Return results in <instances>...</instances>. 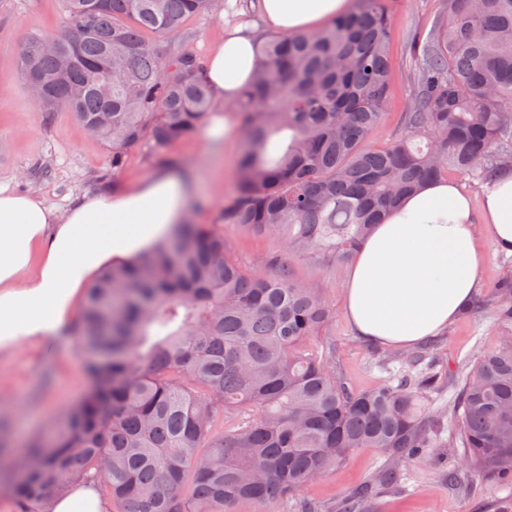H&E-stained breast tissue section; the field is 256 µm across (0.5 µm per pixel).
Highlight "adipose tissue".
Returning a JSON list of instances; mask_svg holds the SVG:
<instances>
[{"label": "adipose tissue", "mask_w": 512, "mask_h": 512, "mask_svg": "<svg viewBox=\"0 0 512 512\" xmlns=\"http://www.w3.org/2000/svg\"><path fill=\"white\" fill-rule=\"evenodd\" d=\"M349 0H256L253 26L225 29L206 78L214 100L233 103L260 65V34L317 32ZM197 184L189 170L162 167L134 185L85 196L60 211L0 188V360L54 343L78 316L105 267L133 261L191 215ZM512 254V169L479 199L442 179L405 196L359 246L344 288V313L358 336L412 346L445 330L478 287L477 223ZM48 512H112L96 481L74 483Z\"/></svg>", "instance_id": "1"}]
</instances>
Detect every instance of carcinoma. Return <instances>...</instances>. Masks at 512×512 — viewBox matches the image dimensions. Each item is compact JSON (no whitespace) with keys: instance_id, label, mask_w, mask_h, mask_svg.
I'll use <instances>...</instances> for the list:
<instances>
[{"instance_id":"obj_1","label":"carcinoma","mask_w":512,"mask_h":512,"mask_svg":"<svg viewBox=\"0 0 512 512\" xmlns=\"http://www.w3.org/2000/svg\"><path fill=\"white\" fill-rule=\"evenodd\" d=\"M60 31L19 49L24 83L46 115L66 110L108 150L112 173L133 147L165 166L174 140L213 103L205 63L159 42L216 0H61ZM383 0L315 34H274L236 101L244 148L238 193L219 221L281 238L288 252L347 259L381 217L452 172L489 183L512 167V0H445L414 73L402 133L373 146L389 93ZM255 278L224 234L190 220L136 260L105 270L72 327L91 388L55 428L6 451L0 493L18 512L85 477L112 512H228L270 506L335 470L355 448L392 465L434 446L422 401L430 370L348 388L311 346L333 313L287 262ZM500 331L454 398L455 431L481 481L512 487V272L493 291ZM235 423L224 425V415Z\"/></svg>"}]
</instances>
